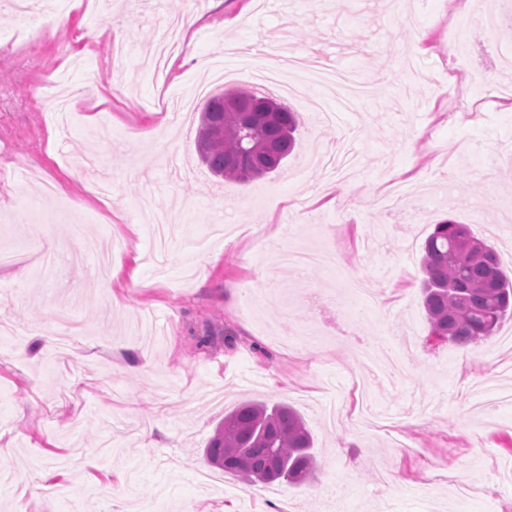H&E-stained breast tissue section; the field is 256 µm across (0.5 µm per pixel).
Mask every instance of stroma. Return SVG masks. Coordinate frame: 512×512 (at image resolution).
Listing matches in <instances>:
<instances>
[{
    "instance_id": "1",
    "label": "stroma",
    "mask_w": 512,
    "mask_h": 512,
    "mask_svg": "<svg viewBox=\"0 0 512 512\" xmlns=\"http://www.w3.org/2000/svg\"><path fill=\"white\" fill-rule=\"evenodd\" d=\"M27 14L0 0V512H512V405L474 407L472 383L512 390V319L462 349L431 343L420 262L439 221L467 224L512 269V0H477L497 39L471 30L449 65L448 0H69L43 35L52 0ZM164 77L155 29L184 14ZM288 38L298 54L370 87L333 119L309 101L283 169L216 182L197 159L202 99L164 103L208 78L234 44L225 86H249L257 47ZM409 50L423 72L387 56ZM159 127L153 145L133 136ZM351 142L360 174L346 201L317 194L310 148ZM37 171L19 181L18 171ZM139 232H130V225ZM82 257L46 272L51 243ZM401 347L402 373L372 380L380 428L327 423L369 359ZM146 360L131 373V356ZM287 404L315 438L307 485L250 486L232 473L200 487L203 450L240 402Z\"/></svg>"
}]
</instances>
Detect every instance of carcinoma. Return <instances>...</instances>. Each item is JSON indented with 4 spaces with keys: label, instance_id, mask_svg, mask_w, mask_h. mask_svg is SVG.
Listing matches in <instances>:
<instances>
[{
    "label": "carcinoma",
    "instance_id": "carcinoma-1",
    "mask_svg": "<svg viewBox=\"0 0 512 512\" xmlns=\"http://www.w3.org/2000/svg\"><path fill=\"white\" fill-rule=\"evenodd\" d=\"M235 98L256 105L250 113L251 137L244 138L237 113L226 110ZM300 126L298 113L253 88H231L210 97L200 118L197 150L209 171L242 180L246 153L261 154L267 144L277 151L266 157L265 173L276 171L292 153ZM423 306L430 335L460 346L495 335L512 315V281L499 267L495 248L472 236L466 225L445 219L434 225L421 259ZM314 440L292 408L249 402L224 415L205 455L226 472L247 482L268 484L279 473L294 485L314 474Z\"/></svg>",
    "mask_w": 512,
    "mask_h": 512
}]
</instances>
